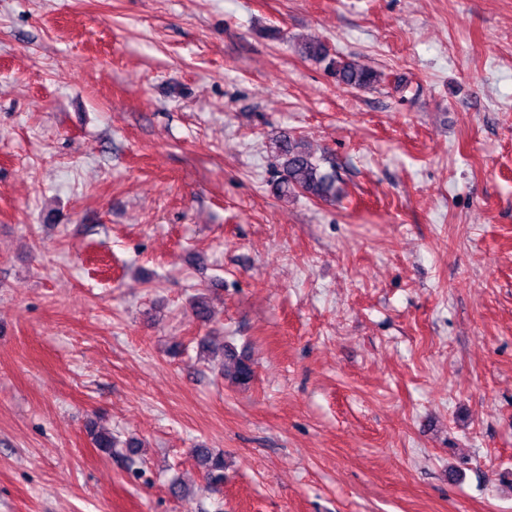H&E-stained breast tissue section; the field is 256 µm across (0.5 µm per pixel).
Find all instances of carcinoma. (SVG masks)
<instances>
[{
	"label": "carcinoma",
	"instance_id": "obj_1",
	"mask_svg": "<svg viewBox=\"0 0 512 512\" xmlns=\"http://www.w3.org/2000/svg\"><path fill=\"white\" fill-rule=\"evenodd\" d=\"M300 52L307 58L326 63V68L336 76V82L345 87L365 89L383 81V74L364 67L341 56H332L321 41H307L300 45ZM273 151L282 159L277 171V190L282 195L298 192L310 199H327L334 195L336 176L334 172L322 170L306 141L283 131L273 142ZM232 381L239 385L249 384L254 377L250 360L233 358L232 369L225 371ZM89 433L95 447L105 453H112L117 441L109 432H99L89 426ZM203 462L206 479L210 483L224 482V457L215 455L207 448L195 449Z\"/></svg>",
	"mask_w": 512,
	"mask_h": 512
}]
</instances>
